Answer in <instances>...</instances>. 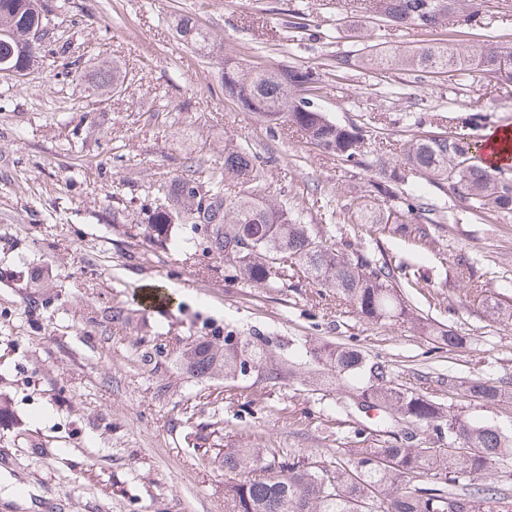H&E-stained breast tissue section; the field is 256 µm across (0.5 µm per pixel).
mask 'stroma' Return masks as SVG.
Wrapping results in <instances>:
<instances>
[{
    "label": "stroma",
    "mask_w": 512,
    "mask_h": 512,
    "mask_svg": "<svg viewBox=\"0 0 512 512\" xmlns=\"http://www.w3.org/2000/svg\"><path fill=\"white\" fill-rule=\"evenodd\" d=\"M492 3L479 26L447 37L512 42V9ZM341 10L354 20L366 12L360 0H71L50 15L56 37L83 65L118 61L123 91L100 101L49 62L21 82L0 79V401L14 417L0 427V512H225V449L357 447L354 425L372 426L376 413L337 423L334 378L303 346L356 345L390 364L399 383L436 396L446 367L512 380V321L492 320L450 266L468 258L486 294L512 302V222L473 214L434 186L426 193L451 219L425 248L373 224L345 234L428 275L421 314L471 339L453 354L413 324L360 318L300 276L253 291L227 281L193 225H174L165 242L149 235L153 187L201 149L223 164L228 138L265 161L266 194L303 205L315 233L328 208L347 217L361 197L392 205L372 193L371 170L299 133H270L228 97L217 75L228 59L323 72L315 106L357 123L371 150L392 157L417 132L412 113L435 133L475 116V141L512 128V80L329 70L352 47L336 29ZM183 15L215 35L214 54L179 40L173 22ZM395 84L406 94L391 95ZM43 272L51 284L39 281ZM228 334L267 339L296 377L196 379L179 368L187 340L220 345Z\"/></svg>",
    "instance_id": "1"
}]
</instances>
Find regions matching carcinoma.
<instances>
[{"label":"carcinoma","mask_w":512,"mask_h":512,"mask_svg":"<svg viewBox=\"0 0 512 512\" xmlns=\"http://www.w3.org/2000/svg\"><path fill=\"white\" fill-rule=\"evenodd\" d=\"M488 0H373L370 19L385 27L419 28L430 33L447 28L465 29L481 23ZM48 0H0V76L24 78L48 57L62 67L63 77L77 86L108 97L125 82L126 72L115 61H102L90 70L73 58L71 45L53 39ZM178 36L199 55L213 52L211 32L191 18L176 24ZM358 65L374 73L403 71L418 77L455 76L476 72L494 81L512 80V44L477 41L462 46L435 38L414 48L387 47L357 40L354 48L336 54L330 67L344 72ZM224 92L242 108L257 114L272 133L293 129L307 143L354 166L374 172L371 187L377 194L401 200L403 207L357 210L358 224H375L382 234H393L413 247H424L431 227L447 215L430 197L406 191L414 179H424L448 191L476 214L512 219V168L488 165L467 154V133L418 135L404 144L400 158L369 157L367 137L356 124H339L314 107L305 91L322 82L313 69L286 71L261 67L249 60L221 71ZM191 161L170 184L155 189L157 204L149 229L157 239L167 237L173 224H210V249L224 262V279L251 290L276 288L302 274L313 284L336 294L361 318L386 325L409 321L436 348L464 349L470 343L448 324L423 317L409 298L421 293L426 278L406 262L395 263L367 248L341 249L303 223V208L250 190L266 180L264 167L244 147L224 145V165L207 170ZM235 179L249 190L231 196L226 182ZM284 262H272L275 252ZM472 292L493 317L512 320V304L483 289ZM310 356L336 373V381L359 392L363 402L381 414L375 427L358 431L368 445L338 448L330 455H296L281 448L224 449V503L227 512H512V488L484 482L496 469L512 464V432L469 420L455 405L421 393L393 380L383 362L369 359L362 350L338 344ZM269 343L250 344L241 338L238 349L205 342L186 345L180 364L196 376L217 372L226 378L242 374L250 360L279 383L286 369L271 362ZM448 395L495 406L512 401V381L486 375L462 377L450 370L440 374ZM433 433L413 443L412 431H393L399 421Z\"/></svg>","instance_id":"cac0c4a2"}]
</instances>
